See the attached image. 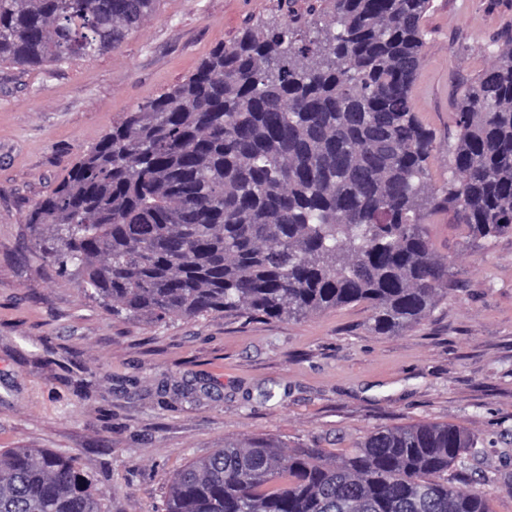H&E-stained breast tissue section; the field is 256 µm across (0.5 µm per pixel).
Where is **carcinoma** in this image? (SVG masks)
Listing matches in <instances>:
<instances>
[{"label": "carcinoma", "instance_id": "1", "mask_svg": "<svg viewBox=\"0 0 512 512\" xmlns=\"http://www.w3.org/2000/svg\"><path fill=\"white\" fill-rule=\"evenodd\" d=\"M156 0H0V62L62 65L118 48ZM245 27L138 105L26 216L42 256L112 317L301 320L350 304L395 336L452 291L422 219L512 233V29L460 82L448 180L413 110L431 0H310ZM330 14L325 25L317 17ZM474 447L423 423L349 454L224 440L172 480L165 512H490L448 471ZM0 512H102L93 478L48 450L0 452Z\"/></svg>", "mask_w": 512, "mask_h": 512}]
</instances>
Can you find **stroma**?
<instances>
[{"label": "stroma", "mask_w": 512, "mask_h": 512, "mask_svg": "<svg viewBox=\"0 0 512 512\" xmlns=\"http://www.w3.org/2000/svg\"><path fill=\"white\" fill-rule=\"evenodd\" d=\"M250 19L285 16L277 0H157L120 49L0 63V450L77 458L104 512H162L173 477L225 440L340 457L371 431L430 422L476 443L454 485H481L493 512H512V234L476 241L451 213L427 216L452 291L398 336L372 333L360 305L299 321L115 320L31 241L27 213L75 158ZM424 26L411 96L436 137L439 184L457 84L490 64L512 0H433Z\"/></svg>", "instance_id": "stroma-1"}]
</instances>
